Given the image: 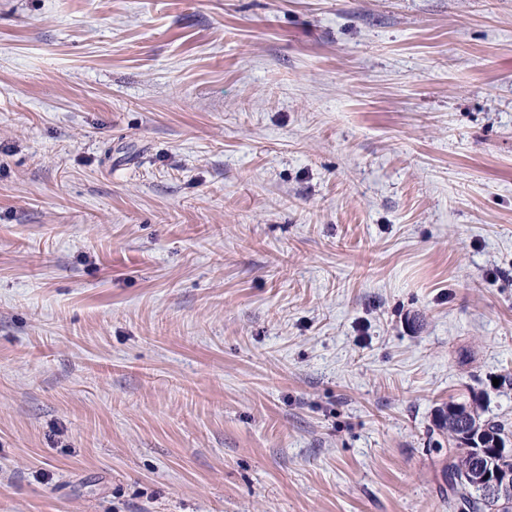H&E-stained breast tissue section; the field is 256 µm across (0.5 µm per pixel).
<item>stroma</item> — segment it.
<instances>
[{
  "instance_id": "35a3bbf8",
  "label": "stroma",
  "mask_w": 512,
  "mask_h": 512,
  "mask_svg": "<svg viewBox=\"0 0 512 512\" xmlns=\"http://www.w3.org/2000/svg\"><path fill=\"white\" fill-rule=\"evenodd\" d=\"M507 375L512 0H0V512H449Z\"/></svg>"
}]
</instances>
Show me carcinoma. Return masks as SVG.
<instances>
[{
  "mask_svg": "<svg viewBox=\"0 0 512 512\" xmlns=\"http://www.w3.org/2000/svg\"><path fill=\"white\" fill-rule=\"evenodd\" d=\"M450 402L437 409L435 426L448 447L437 443L436 451L445 457L443 477L454 494V507L458 512H512V499H488L475 495L471 489V475L485 454L480 440L512 439V423L498 415H485V408L475 403L469 411L467 425L459 427L451 422L456 417Z\"/></svg>",
  "mask_w": 512,
  "mask_h": 512,
  "instance_id": "1",
  "label": "carcinoma"
}]
</instances>
